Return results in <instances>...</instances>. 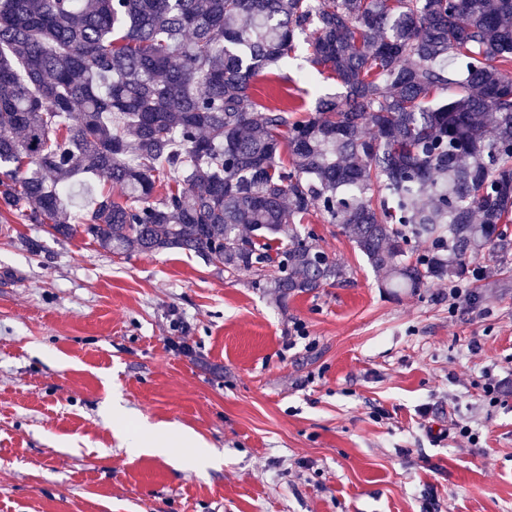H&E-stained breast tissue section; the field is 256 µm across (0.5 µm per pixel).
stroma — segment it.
Returning a JSON list of instances; mask_svg holds the SVG:
<instances>
[{"mask_svg":"<svg viewBox=\"0 0 512 512\" xmlns=\"http://www.w3.org/2000/svg\"><path fill=\"white\" fill-rule=\"evenodd\" d=\"M309 54L256 100L338 92ZM311 227L348 278L279 304L195 255L0 222V512H512V271L477 257L478 299L452 313L447 282L390 295L336 225ZM143 422L220 464L128 449Z\"/></svg>","mask_w":512,"mask_h":512,"instance_id":"stroma-1","label":"stroma"}]
</instances>
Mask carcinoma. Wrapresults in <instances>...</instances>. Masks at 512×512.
Masks as SVG:
<instances>
[{"instance_id":"1","label":"carcinoma","mask_w":512,"mask_h":512,"mask_svg":"<svg viewBox=\"0 0 512 512\" xmlns=\"http://www.w3.org/2000/svg\"><path fill=\"white\" fill-rule=\"evenodd\" d=\"M301 38L343 92L294 118L253 83ZM510 68L512 0H0V218L282 303L347 279L318 214L394 294L462 283L512 252Z\"/></svg>"}]
</instances>
